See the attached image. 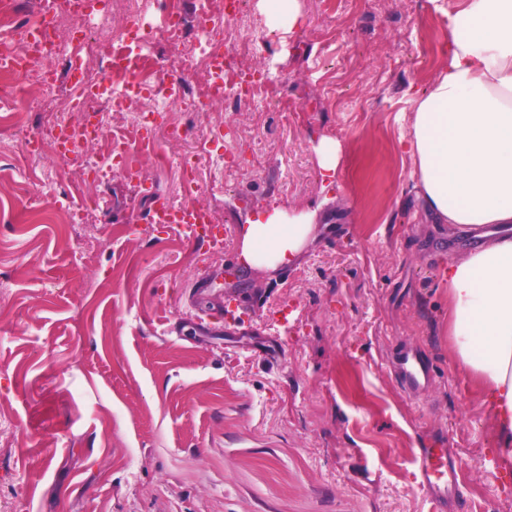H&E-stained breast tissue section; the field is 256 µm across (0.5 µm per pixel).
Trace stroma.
<instances>
[{
	"instance_id": "1",
	"label": "stroma",
	"mask_w": 512,
	"mask_h": 512,
	"mask_svg": "<svg viewBox=\"0 0 512 512\" xmlns=\"http://www.w3.org/2000/svg\"><path fill=\"white\" fill-rule=\"evenodd\" d=\"M461 3L302 0L286 32L243 0L246 66L298 109L216 107L224 176L201 167L191 196L174 161L194 143L158 128L173 162L138 156V184L104 143L99 182L24 155L36 115L0 135V512H431L424 448L461 463L444 512H512L492 412L448 353L439 274L470 237L424 221L399 145ZM323 137L344 147L334 190ZM146 184L209 207L223 246L145 223ZM69 195L96 199L92 232L53 223ZM274 206L316 210L308 247L242 266V224ZM402 343L434 368L417 398L387 362Z\"/></svg>"
}]
</instances>
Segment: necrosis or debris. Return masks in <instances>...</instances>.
Wrapping results in <instances>:
<instances>
[{"instance_id": "obj_1", "label": "necrosis or debris", "mask_w": 512, "mask_h": 512, "mask_svg": "<svg viewBox=\"0 0 512 512\" xmlns=\"http://www.w3.org/2000/svg\"><path fill=\"white\" fill-rule=\"evenodd\" d=\"M160 4L161 19L157 22L143 14L134 22L114 25L113 0H103L99 10L81 19L78 32L70 36L73 56L98 58L107 75L99 78L91 69L77 67L79 82L91 90L88 97L78 101L70 95L51 94L40 99L28 96L26 88L32 82L55 89L58 56L51 50L30 57L14 0H0V50L26 62L21 69H0V122L18 123L25 112L41 114L36 136L41 153L52 156L57 153V131L74 129L65 157L83 165L87 179L92 180L99 173L85 163L88 130L105 129L119 120L136 129L158 126L172 138L185 131L184 126L168 120L175 102H182L186 111L204 112L218 100L228 107L268 95L267 78L233 59L234 53L245 51L247 44L237 29L227 25L229 19L241 16L230 0H204L199 14L191 20L182 13L178 0H160ZM191 27L195 28L196 37L190 50L174 60L175 66L191 69L198 77L192 94L187 96L180 89L153 79L158 66L153 41L158 38L181 44ZM104 100L111 102V112L98 110V103Z\"/></svg>"}]
</instances>
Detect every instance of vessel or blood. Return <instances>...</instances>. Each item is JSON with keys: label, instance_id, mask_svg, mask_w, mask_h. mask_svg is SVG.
Segmentation results:
<instances>
[{"label": "vessel or blood", "instance_id": "vessel-or-blood-1", "mask_svg": "<svg viewBox=\"0 0 512 512\" xmlns=\"http://www.w3.org/2000/svg\"><path fill=\"white\" fill-rule=\"evenodd\" d=\"M153 205L146 215L150 224H175L183 229L192 243L219 245L223 242V228L211 221L205 205L189 203L173 205L166 194L154 192ZM390 363L405 392L411 395L425 390L433 379V369L427 358L417 350L402 346L395 349ZM418 470L434 490L433 500L442 504L448 493L457 489V470L454 461L448 460L441 451L426 449L417 460Z\"/></svg>", "mask_w": 512, "mask_h": 512}]
</instances>
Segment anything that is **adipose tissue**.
<instances>
[{
    "instance_id": "adipose-tissue-1",
    "label": "adipose tissue",
    "mask_w": 512,
    "mask_h": 512,
    "mask_svg": "<svg viewBox=\"0 0 512 512\" xmlns=\"http://www.w3.org/2000/svg\"><path fill=\"white\" fill-rule=\"evenodd\" d=\"M448 64L417 99L402 140L434 223L482 239L442 267L453 359L493 411L494 456L512 465V0H463L445 12ZM316 214L272 208L248 221L246 264L298 259Z\"/></svg>"
}]
</instances>
